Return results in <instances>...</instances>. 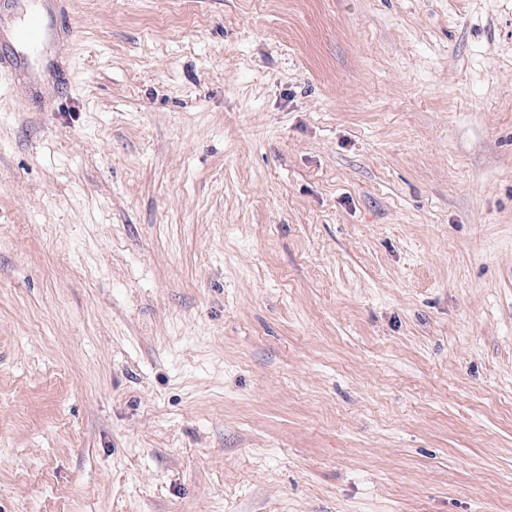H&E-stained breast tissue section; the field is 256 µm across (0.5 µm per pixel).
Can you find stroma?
I'll use <instances>...</instances> for the list:
<instances>
[{"label": "stroma", "instance_id": "obj_1", "mask_svg": "<svg viewBox=\"0 0 512 512\" xmlns=\"http://www.w3.org/2000/svg\"><path fill=\"white\" fill-rule=\"evenodd\" d=\"M39 2L0 512H512V0Z\"/></svg>", "mask_w": 512, "mask_h": 512}]
</instances>
